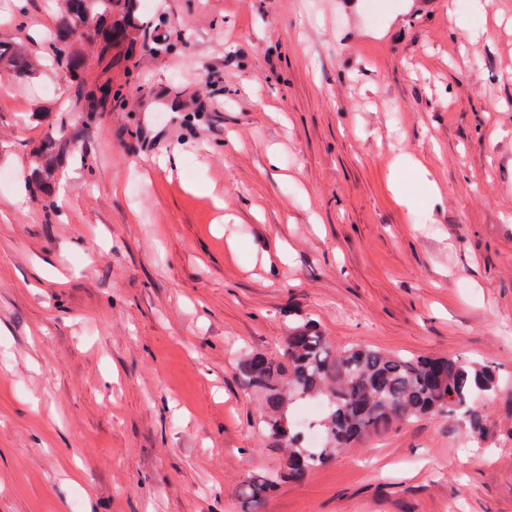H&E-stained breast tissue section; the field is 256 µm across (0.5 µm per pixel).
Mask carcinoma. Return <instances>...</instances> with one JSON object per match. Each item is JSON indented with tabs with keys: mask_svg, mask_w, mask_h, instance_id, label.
<instances>
[{
	"mask_svg": "<svg viewBox=\"0 0 512 512\" xmlns=\"http://www.w3.org/2000/svg\"><path fill=\"white\" fill-rule=\"evenodd\" d=\"M148 32L140 0H62V22L48 45L49 55L57 67L79 80L83 59L76 41L84 34L100 38L105 48L125 42L133 51ZM4 70L16 78L32 79L42 72V63L26 42L15 40L0 44V71ZM72 144L60 127L33 148L28 187L51 193L57 172L76 153ZM236 373L260 402L253 427L285 451L277 470L252 475L241 486L251 512H261L280 484L304 480L395 421L459 417L467 423L469 436L483 437L486 424L476 400L494 393L499 383L492 367L456 356H409L368 345L338 350L310 317L288 322L279 356L245 352ZM308 401L323 406L316 447L310 446L307 429L295 416L297 407Z\"/></svg>",
	"mask_w": 512,
	"mask_h": 512,
	"instance_id": "carcinoma-1",
	"label": "carcinoma"
}]
</instances>
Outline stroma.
Wrapping results in <instances>:
<instances>
[{"instance_id": "obj_1", "label": "stroma", "mask_w": 512, "mask_h": 512, "mask_svg": "<svg viewBox=\"0 0 512 512\" xmlns=\"http://www.w3.org/2000/svg\"><path fill=\"white\" fill-rule=\"evenodd\" d=\"M410 3L166 0L168 53L0 73V512H246L283 452L235 363L293 313L501 387L484 439L397 422L263 512H512V0ZM12 13L45 52L58 10ZM61 126L67 189L33 195ZM72 145L71 151L68 147ZM76 153L73 139L60 127L51 136L40 142L30 152L26 183L35 191L49 194L54 190L56 175L60 168L68 164Z\"/></svg>"}]
</instances>
